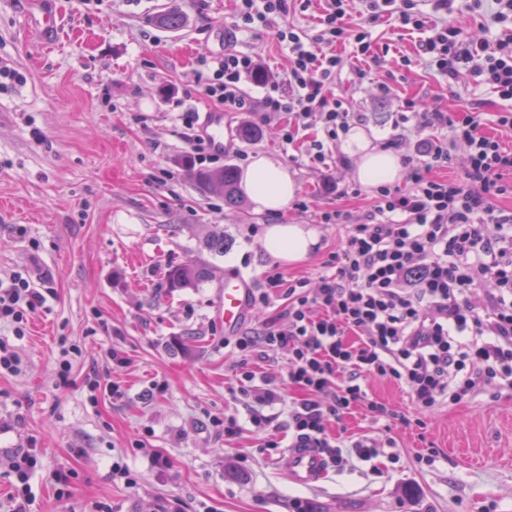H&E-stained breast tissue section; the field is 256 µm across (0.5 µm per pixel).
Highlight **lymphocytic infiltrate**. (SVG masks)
<instances>
[{"mask_svg":"<svg viewBox=\"0 0 512 512\" xmlns=\"http://www.w3.org/2000/svg\"><path fill=\"white\" fill-rule=\"evenodd\" d=\"M316 40L325 50L314 53L288 25L289 0H236L231 31L274 28L289 51L285 83H263V95L252 98L247 79L264 74L256 57L225 48L205 97L228 112H263L292 117L294 129L319 118L329 139L347 132L358 113L335 97L340 73L339 44L353 57L373 60L369 24L393 22L405 35H417L425 65L447 85L472 78L497 94L503 106L493 119L499 135L488 134L482 100L473 99L455 112L436 104L403 102L396 127L431 130L419 158H406L405 187L377 186L373 210L361 215L336 209L323 212L322 223L344 226L346 236L334 273L320 276L317 287L307 279L285 283L268 278L270 288H283L287 328L268 323L255 336L234 340L241 365L237 375L251 400L249 422L264 434L265 447H275L267 432L273 408L283 399L274 380L257 379L245 366L257 349L288 350V386L300 399L288 408L293 440L325 449L334 461L342 455L327 432L329 419H342L365 405L378 421L401 414L368 399L366 377L403 383L415 405L428 411L441 399L457 403L479 391L512 387V209L499 200L512 196V148L501 136L512 132V0H323ZM462 10L480 18L484 37L477 38L450 16ZM361 24L351 25L352 14ZM463 143L468 154L461 179L439 177L451 164V146ZM494 282L482 309L465 296L469 288ZM46 302L31 277L13 274L0 283V320L23 324ZM325 313L315 316L313 305ZM360 333L350 344L346 331ZM12 491L0 512H31L35 500L30 480L39 466L34 448L7 452Z\"/></svg>","mask_w":512,"mask_h":512,"instance_id":"lymphocytic-infiltrate-1","label":"lymphocytic infiltrate"}]
</instances>
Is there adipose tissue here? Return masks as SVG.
Returning a JSON list of instances; mask_svg holds the SVG:
<instances>
[{"label":"adipose tissue","instance_id":"ef3b65f1","mask_svg":"<svg viewBox=\"0 0 512 512\" xmlns=\"http://www.w3.org/2000/svg\"><path fill=\"white\" fill-rule=\"evenodd\" d=\"M347 148L360 156L354 178L362 185L374 186L401 179L398 157L393 152L371 147L363 130L350 135ZM242 185L257 210L272 213L286 210L298 189L282 163L265 155L253 159L244 173ZM317 243L316 232L303 224L269 225L263 239L265 249L288 264L306 260Z\"/></svg>","mask_w":512,"mask_h":512}]
</instances>
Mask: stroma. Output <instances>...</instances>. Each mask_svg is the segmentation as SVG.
I'll return each instance as SVG.
<instances>
[{
  "label": "stroma",
  "instance_id": "stroma-1",
  "mask_svg": "<svg viewBox=\"0 0 512 512\" xmlns=\"http://www.w3.org/2000/svg\"><path fill=\"white\" fill-rule=\"evenodd\" d=\"M168 7L183 14L184 27H157ZM233 9V0H0V66L11 70L0 77V278L37 269L50 288L24 338L0 323V340L23 358L21 373L0 375V451L38 448L33 512H293L297 498L314 512H512V390L421 413L397 381L368 378L370 398L405 421L387 428L362 407L329 421L348 463L310 488L285 479L283 450L261 451L239 392L238 354L224 344V277L238 272L267 288L276 271L317 283L345 236L342 226L321 223L322 212L362 214L375 192L353 178L357 159L345 153V139L326 142L321 165L307 153L319 125L288 143L287 115L266 122L258 112L225 113L224 151L203 166L243 170L257 155L277 158L298 185L293 203L275 217L196 187L182 118L220 107L201 86L224 55ZM372 39L381 61L362 78L349 49L339 48L335 91L362 114L374 146L385 150L398 138L397 155L413 154L419 134L394 126L407 98L438 94L451 110L479 98L498 111L497 95L473 79L441 88L415 63L413 38L397 37L388 23L373 27ZM233 47L255 54L268 79L287 77L288 50L271 30L240 31ZM384 80L390 92L380 90ZM248 123L261 127V139H240ZM275 222L318 229L316 251L292 265L272 258L262 239ZM215 234L225 239L223 253L206 246ZM186 261L204 264L208 279L166 288L167 268ZM66 344L76 351L63 380L57 360ZM115 349L122 362L112 361ZM93 375L118 393H91ZM227 413L241 425L232 438L211 424ZM364 435L382 445L369 462L348 447ZM140 443L167 457L168 468L152 467ZM429 450L434 463H419ZM116 462L136 485L112 480ZM58 471L70 474L62 497Z\"/></svg>",
  "mask_w": 512,
  "mask_h": 512
}]
</instances>
